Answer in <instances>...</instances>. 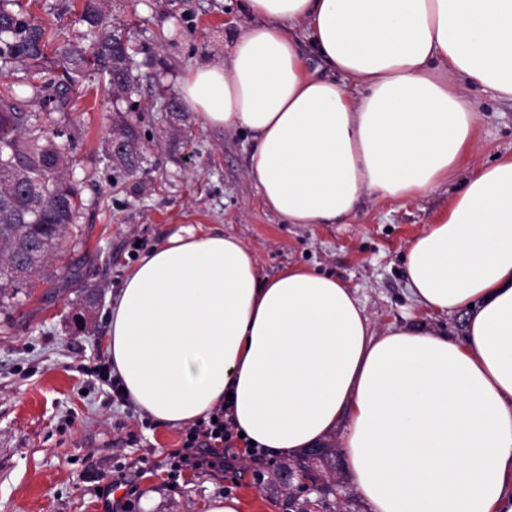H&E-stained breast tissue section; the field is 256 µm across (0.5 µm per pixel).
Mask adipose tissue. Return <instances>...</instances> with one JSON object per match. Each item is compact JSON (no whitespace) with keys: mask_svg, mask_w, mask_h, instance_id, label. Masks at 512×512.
I'll use <instances>...</instances> for the list:
<instances>
[{"mask_svg":"<svg viewBox=\"0 0 512 512\" xmlns=\"http://www.w3.org/2000/svg\"><path fill=\"white\" fill-rule=\"evenodd\" d=\"M254 22L180 96L248 134L247 176L291 224L446 181L476 144L463 86L512 99V0H245ZM309 42L327 74L309 71ZM405 272L415 302L466 312L462 339L375 332L361 300L305 266L261 275L219 229L183 224L126 275L106 349L163 425L226 407L236 432L294 457L341 431L369 512H512V155L482 165Z\"/></svg>","mask_w":512,"mask_h":512,"instance_id":"obj_1","label":"adipose tissue"}]
</instances>
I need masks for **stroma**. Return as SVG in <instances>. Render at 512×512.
<instances>
[{"mask_svg":"<svg viewBox=\"0 0 512 512\" xmlns=\"http://www.w3.org/2000/svg\"><path fill=\"white\" fill-rule=\"evenodd\" d=\"M136 18L135 37L155 46L162 82L174 90L194 65L223 62L251 23L243 0H113L112 22ZM468 94L480 110L478 145L447 182L411 199L366 200L342 224H290L266 210L247 177L249 137L203 127L192 111L176 126L146 113L142 169L128 190L113 191L102 154L113 103L80 98L70 120L84 139L67 176L86 205L83 222L51 259L56 278L0 307V512H205L216 496L238 498L242 512H293L275 480L278 463L242 451L231 472L177 468L186 427L109 400L97 369L108 362L112 301L171 229L200 224L238 236L261 275L304 265L336 277L375 331L411 324L462 338L466 312L431 316L412 300L403 255L478 166L512 153V101L478 87Z\"/></svg>","mask_w":512,"mask_h":512,"instance_id":"obj_1","label":"stroma"}]
</instances>
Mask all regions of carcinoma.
Here are the masks:
<instances>
[{
  "instance_id": "obj_1",
  "label": "carcinoma",
  "mask_w": 512,
  "mask_h": 512,
  "mask_svg": "<svg viewBox=\"0 0 512 512\" xmlns=\"http://www.w3.org/2000/svg\"><path fill=\"white\" fill-rule=\"evenodd\" d=\"M80 11L82 37L66 35L65 17ZM47 18L34 19L19 0H0V71L30 88L35 99L59 114L49 129L42 113L20 104L13 84H0V305L25 292L26 283L12 276L14 264L26 263L32 274L43 271L71 227L80 223L84 204L78 188L66 177L70 154L80 131L71 124L86 77L99 74L104 96L122 100L136 121L122 118L109 133L105 155L112 186L133 176L143 158L147 136L141 105L143 76H153L156 54L130 31L107 19L105 0H54ZM170 117L184 119L180 96L162 95Z\"/></svg>"
}]
</instances>
